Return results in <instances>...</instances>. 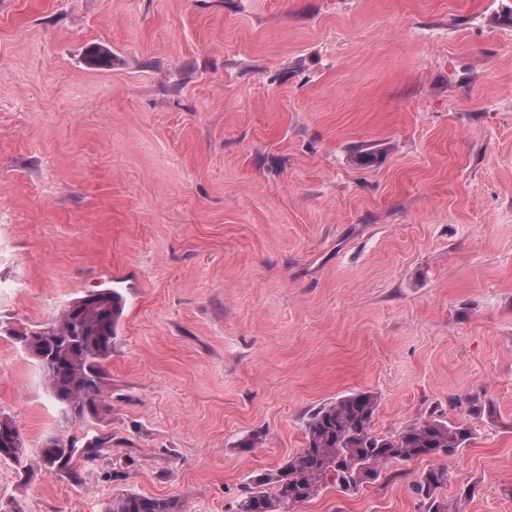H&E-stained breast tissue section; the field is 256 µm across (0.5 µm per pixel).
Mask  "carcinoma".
<instances>
[{
    "label": "carcinoma",
    "instance_id": "cac0c4a2",
    "mask_svg": "<svg viewBox=\"0 0 512 512\" xmlns=\"http://www.w3.org/2000/svg\"><path fill=\"white\" fill-rule=\"evenodd\" d=\"M91 66L108 68L110 56L100 47L87 52ZM123 312L122 295L113 289L92 291L65 306L61 315L30 332L17 334L40 363L53 399L71 408V418L89 421L104 407L105 362L112 356V340ZM379 406L371 392L341 396L316 409L305 428L306 446L282 466L259 473L242 488L237 512H294L301 504L332 484L356 492L365 483L379 480L392 462L437 456L443 463L422 472L412 490L427 504L428 512H448L437 490L448 483L445 461L472 440L466 421L424 419L388 436L373 430ZM112 447V436L95 435L83 445L72 439L50 438L39 464L45 470L69 469L76 454L94 461ZM0 458L27 470V448L9 418L0 416ZM106 512H181L174 498L133 493L112 497Z\"/></svg>",
    "mask_w": 512,
    "mask_h": 512
}]
</instances>
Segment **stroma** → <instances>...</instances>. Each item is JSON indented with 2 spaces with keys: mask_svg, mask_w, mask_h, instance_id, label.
<instances>
[{
  "mask_svg": "<svg viewBox=\"0 0 512 512\" xmlns=\"http://www.w3.org/2000/svg\"><path fill=\"white\" fill-rule=\"evenodd\" d=\"M107 287V408L68 423L14 334ZM358 391L381 435L469 421L437 495L512 512V0H0V415L34 460L112 438L0 459V507L236 512ZM438 463L298 512H427ZM78 440L64 441L60 438H50L43 446L39 456V464L45 470H68L70 463L77 453L85 460L94 461L106 454L107 448L112 447V438L108 435H95L86 440L82 446H77ZM448 483V465L441 463L422 472L412 483V490L423 504H427V512L448 511V503L438 500L437 490ZM106 512H181V505L174 498L126 493L113 496Z\"/></svg>",
  "mask_w": 512,
  "mask_h": 512,
  "instance_id": "stroma-1",
  "label": "stroma"
}]
</instances>
